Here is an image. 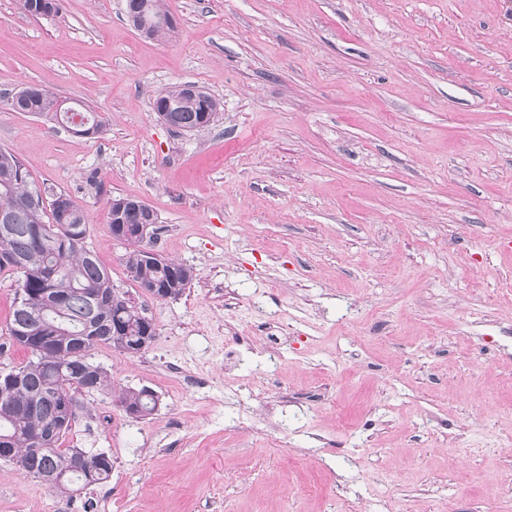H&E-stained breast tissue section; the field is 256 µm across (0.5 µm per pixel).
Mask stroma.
Returning a JSON list of instances; mask_svg holds the SVG:
<instances>
[{"label": "stroma", "mask_w": 512, "mask_h": 512, "mask_svg": "<svg viewBox=\"0 0 512 512\" xmlns=\"http://www.w3.org/2000/svg\"><path fill=\"white\" fill-rule=\"evenodd\" d=\"M125 0L27 16L0 0V148L65 191L117 294L156 329L101 345L64 441L112 460L61 495L0 461V512L121 488V512H512V7L506 0ZM221 102L192 132L158 93ZM105 122L90 137L17 112L30 85ZM158 217L146 247L192 268L182 296L130 278L109 201ZM21 276L0 272V372ZM290 336L233 348L260 317ZM158 398L126 412L120 390ZM126 2L127 14L137 15L133 20L128 15L133 25L140 30L141 25L146 24L148 37L163 38L172 30L173 26L169 24L172 17L165 8L164 0H127ZM138 21L141 24L138 25ZM168 104H171L170 109L167 108ZM153 108L155 112L165 108L167 112H157L160 119L177 130L190 132L207 112L209 116L205 126H208L219 111L220 102L203 87L185 83L160 92L153 101Z\"/></svg>", "instance_id": "stroma-1"}]
</instances>
